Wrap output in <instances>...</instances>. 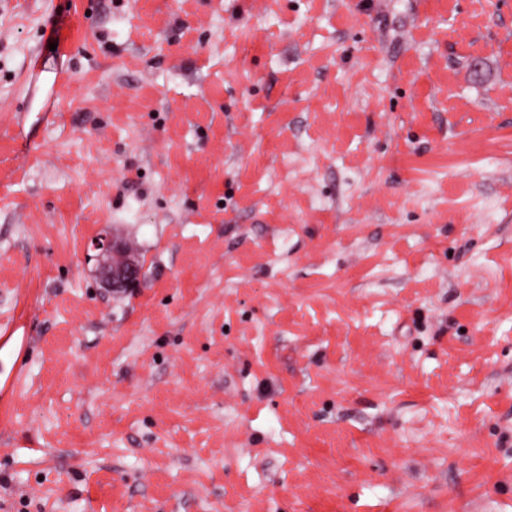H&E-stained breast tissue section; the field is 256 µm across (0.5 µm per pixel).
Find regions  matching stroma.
Returning <instances> with one entry per match:
<instances>
[{
	"mask_svg": "<svg viewBox=\"0 0 512 512\" xmlns=\"http://www.w3.org/2000/svg\"><path fill=\"white\" fill-rule=\"evenodd\" d=\"M1 324L0 512H512V0H0ZM90 248L100 260L99 274L113 291H127L140 281V268L128 256L127 250L108 233L91 240Z\"/></svg>",
	"mask_w": 512,
	"mask_h": 512,
	"instance_id": "obj_1",
	"label": "stroma"
}]
</instances>
